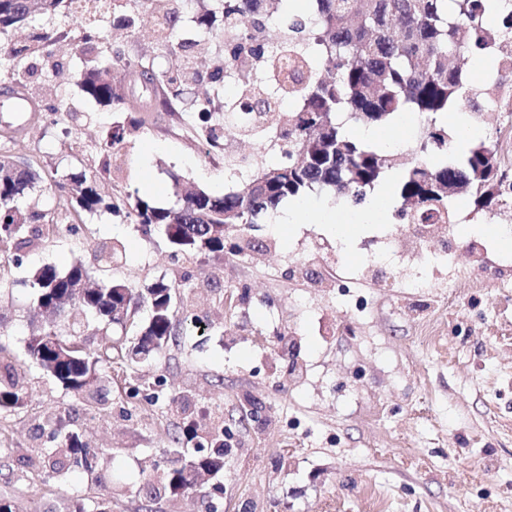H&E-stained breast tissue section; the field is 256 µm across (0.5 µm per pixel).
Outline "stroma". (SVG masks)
Segmentation results:
<instances>
[{"label":"stroma","mask_w":512,"mask_h":512,"mask_svg":"<svg viewBox=\"0 0 512 512\" xmlns=\"http://www.w3.org/2000/svg\"><path fill=\"white\" fill-rule=\"evenodd\" d=\"M54 58L63 95L91 119L76 146L66 120L0 113V131L12 126L38 159L27 212L55 206L52 186L68 173L94 174L107 131L124 119L72 78L69 43ZM230 150L249 165L230 171L204 157L184 125L158 112L115 147L119 168L101 188L169 207L176 185L221 195L274 161L250 143ZM283 216L279 208L251 225L247 254L182 264L164 237L132 219L86 215L78 233L59 227L22 264L0 265V345L8 351L0 380L22 378L28 391L22 406L0 411V494L13 512H92L103 499L112 512H512V305L490 282L512 272V259L492 237H479L475 257L424 265L432 287L418 292L399 266L380 283L356 272L397 222L367 225L346 250L327 225L285 226ZM109 239L126 246L109 277L138 288L162 278L185 283L200 324L130 382H111L101 367L93 389L102 404L92 407L26 353L40 324L30 279L46 264L66 269L76 256L100 276L98 246ZM155 385L163 399L151 405L144 393ZM171 396L179 404H168ZM50 408L52 427L44 421ZM192 420L199 435L222 433L224 470L172 495L161 464ZM53 428L95 450L92 471L73 465L46 480Z\"/></svg>","instance_id":"stroma-1"}]
</instances>
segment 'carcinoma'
<instances>
[{
	"instance_id": "1",
	"label": "carcinoma",
	"mask_w": 512,
	"mask_h": 512,
	"mask_svg": "<svg viewBox=\"0 0 512 512\" xmlns=\"http://www.w3.org/2000/svg\"><path fill=\"white\" fill-rule=\"evenodd\" d=\"M291 0H211L196 24L204 37H180L185 0H108L101 9L90 0H0V32L33 22L81 18L82 45L75 68L83 91L115 112L129 110L130 99L112 85L110 67L127 64L141 69L151 88L163 93L152 108L140 105L127 124L112 128L101 151L97 175L72 174L58 182L57 207L76 214L126 213L142 231L163 235L177 260L198 262L224 253V235L235 231L234 254L253 249L244 237L247 226L274 210L283 200L328 191L357 202L390 170L399 172L394 196L395 217L405 224L450 223L454 199L466 195L474 210L495 213L512 205L496 191L503 175L494 162L498 149L491 131L502 124V112L512 108V67L502 66V40L512 37V0H306L290 12ZM156 17L157 43L168 50L165 67L125 57L122 43L104 41L110 24L119 35L131 36ZM224 36V64L212 68L205 92L180 118L207 146L209 156H226L225 141L241 137L273 152L278 162L263 169L241 187L222 196L203 190L175 193L169 208H159L129 196L102 193L98 180L111 177V148L148 124L146 113L177 112L185 89L195 84V54L210 49ZM70 36L58 25L30 27L29 41L0 49V78L26 88L20 70L41 46L46 56ZM480 49L494 58L481 81H472L465 62ZM291 100L295 108L282 111ZM465 110L485 137L457 151L455 137L436 127V118ZM410 115L429 122L415 148V163L401 167L400 154L379 142L351 134L349 124L366 128L394 124ZM35 160L0 151V253L16 264L26 249L49 240V211L25 215L19 202L37 179ZM75 279L88 285L74 300L69 286ZM35 303L51 317L44 330L29 338L28 355L64 389L90 403L96 394L88 387L102 364L124 377L139 360L159 354L182 334L180 325L195 323L183 300L182 285L163 279L145 289L101 279L92 281L79 258L60 270L44 265L32 277ZM144 306L148 319L139 322L135 310ZM92 316L116 326L121 337L91 351L82 334L84 319ZM23 396L12 385L0 388V408L20 404ZM49 442L56 453H82L75 464L92 470L95 454L74 434L53 430ZM224 469V442L197 446L190 459L173 458L163 470L164 488L176 494L196 487L201 474Z\"/></svg>"
}]
</instances>
